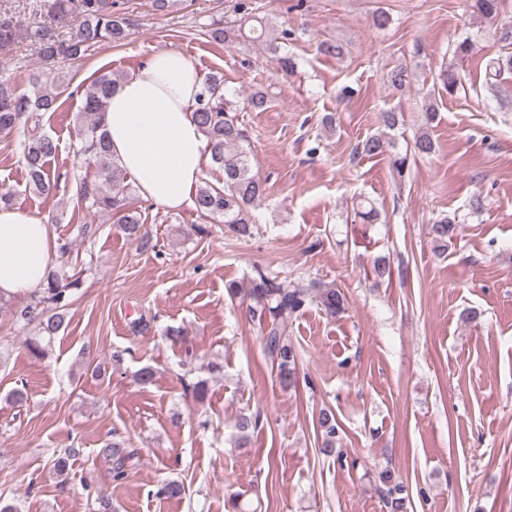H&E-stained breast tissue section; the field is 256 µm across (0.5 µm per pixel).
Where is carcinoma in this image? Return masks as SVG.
<instances>
[{"label":"carcinoma","mask_w":512,"mask_h":512,"mask_svg":"<svg viewBox=\"0 0 512 512\" xmlns=\"http://www.w3.org/2000/svg\"><path fill=\"white\" fill-rule=\"evenodd\" d=\"M501 0H467L469 12L479 18L494 20ZM51 9L64 16L75 17L78 26L74 35L60 39L47 28L30 31L29 37L39 46L43 61L55 59L78 60L90 48L100 43H118L127 36L130 18L123 10L122 0H52ZM238 18L224 23L217 21L207 31V37L229 46L246 41H265L268 50L277 53L281 42L290 39L288 30L281 36L267 37L268 20L253 13L251 6L238 3ZM486 74L491 78L512 71V54L490 57L485 62ZM123 73L106 72L77 91L81 97V112L86 118L82 128L81 147L74 154V164L92 163L97 166L93 181L77 182L78 190L69 198V204L77 210H95L112 215L122 230L132 240L142 239L141 213L136 207L133 186L126 182L125 171L114 162L103 133L105 109L113 88L123 81ZM32 93H19L7 77L0 76V134L8 135L18 128L24 136L17 149L20 161L27 172L25 190L36 196L55 195L59 191L58 178L52 176L48 164L59 150V142L43 128V117L60 109V99L70 87L63 75L52 80L44 79V72L34 71L29 75ZM192 117L208 140L213 164L222 168L224 180L216 186L205 182L195 194L196 211L224 227L238 237H249L256 226L254 208L266 194V182L252 173L249 148L250 133L239 121L236 104L224 94V76L210 74L201 82L196 96ZM437 119V109L429 104L423 112V121L414 136L413 152L428 155L434 152L435 142L431 131ZM391 141L382 134L367 138L362 144V153L378 156L386 153ZM457 232V224L442 218L430 227V234L437 248L445 250ZM82 286L79 274L57 267L48 271L41 288L31 293L14 311L15 322L21 328H32L36 338L28 341L29 353L34 357L44 354L45 345L61 331L66 312L76 293ZM230 298L245 296L249 299V313L263 332V348L276 369V377L283 387L295 383L300 355L288 339V321L305 308L316 305L331 315L344 309V296L339 290L317 280L288 285L264 271L257 272L250 286L241 289L236 284L227 287ZM260 414L243 415L236 423L237 446L248 444L251 431L258 427ZM322 432L321 448L332 452L337 436L335 414L327 409L319 413ZM79 454V449L69 448L55 455L52 471L62 476L68 472L70 461ZM105 458L112 461V478L119 481L125 473L126 461L130 457L125 440L112 435V441L103 449ZM380 481L386 503L391 512H403L405 498L401 497V486L393 483L390 471L381 473ZM185 493L182 483L167 480L157 486L154 495L177 498Z\"/></svg>","instance_id":"obj_1"}]
</instances>
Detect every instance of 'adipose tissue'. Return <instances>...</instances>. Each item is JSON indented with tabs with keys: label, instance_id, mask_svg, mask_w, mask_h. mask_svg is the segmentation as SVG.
Here are the masks:
<instances>
[{
	"label": "adipose tissue",
	"instance_id": "obj_1",
	"mask_svg": "<svg viewBox=\"0 0 512 512\" xmlns=\"http://www.w3.org/2000/svg\"><path fill=\"white\" fill-rule=\"evenodd\" d=\"M201 82L179 52L155 54L107 101L104 131L112 159L154 205H193L210 156L192 117ZM56 242L49 224L18 207H0V296L24 298L41 288Z\"/></svg>",
	"mask_w": 512,
	"mask_h": 512
}]
</instances>
